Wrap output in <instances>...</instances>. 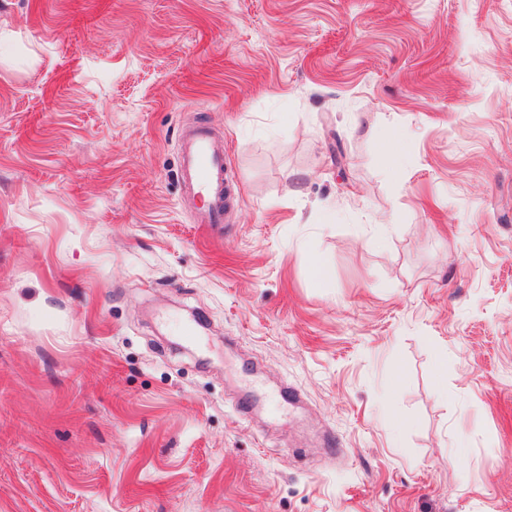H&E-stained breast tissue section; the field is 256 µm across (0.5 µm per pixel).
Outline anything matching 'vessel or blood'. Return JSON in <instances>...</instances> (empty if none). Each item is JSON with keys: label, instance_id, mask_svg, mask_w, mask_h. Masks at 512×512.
Wrapping results in <instances>:
<instances>
[{"label": "vessel or blood", "instance_id": "obj_1", "mask_svg": "<svg viewBox=\"0 0 512 512\" xmlns=\"http://www.w3.org/2000/svg\"><path fill=\"white\" fill-rule=\"evenodd\" d=\"M181 170L183 179L204 202L197 213L198 223L221 227L226 210L224 153L207 128L199 126L184 135Z\"/></svg>", "mask_w": 512, "mask_h": 512}]
</instances>
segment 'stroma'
Listing matches in <instances>:
<instances>
[{"instance_id":"1","label":"stroma","mask_w":512,"mask_h":512,"mask_svg":"<svg viewBox=\"0 0 512 512\" xmlns=\"http://www.w3.org/2000/svg\"><path fill=\"white\" fill-rule=\"evenodd\" d=\"M0 512H512V0H0ZM180 151L182 178L205 201L196 222L222 228L226 210L224 151L216 146L210 131L200 126L183 136Z\"/></svg>"}]
</instances>
